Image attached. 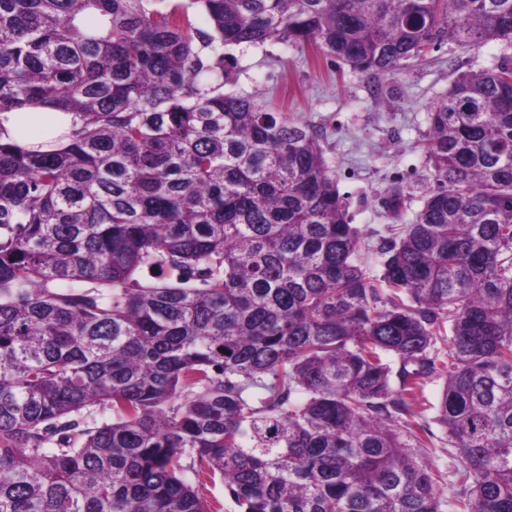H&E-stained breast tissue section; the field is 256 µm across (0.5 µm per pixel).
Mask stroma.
<instances>
[{
	"label": "stroma",
	"mask_w": 512,
	"mask_h": 512,
	"mask_svg": "<svg viewBox=\"0 0 512 512\" xmlns=\"http://www.w3.org/2000/svg\"><path fill=\"white\" fill-rule=\"evenodd\" d=\"M225 54L235 77L225 92L255 96L324 130L321 146L346 199L348 216L376 245L385 225L411 223L421 207L426 191L421 147L432 102L457 74L512 56V47L490 42L465 51L445 42L387 77L360 74L312 48L277 42L230 46ZM395 185L411 195L397 217L387 205V191ZM434 416L430 410L423 419L430 443L420 454L431 469L447 474L445 495L451 499L459 490L453 476L457 451Z\"/></svg>",
	"instance_id": "35a3bbf8"
}]
</instances>
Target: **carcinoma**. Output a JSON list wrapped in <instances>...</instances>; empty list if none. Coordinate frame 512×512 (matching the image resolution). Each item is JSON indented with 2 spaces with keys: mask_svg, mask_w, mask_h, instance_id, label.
Here are the masks:
<instances>
[{
  "mask_svg": "<svg viewBox=\"0 0 512 512\" xmlns=\"http://www.w3.org/2000/svg\"><path fill=\"white\" fill-rule=\"evenodd\" d=\"M448 40L512 43V0H0V113L79 118L0 142V512H444L434 376L453 512H512V61L431 106L377 276L324 132L224 93L226 46L391 76ZM74 115L50 110L40 104H27L0 113V138L29 145L49 142L73 127ZM434 416L433 410L427 411L424 419L421 421L430 430L429 437L431 442L427 448H419L420 454L423 461L428 463L432 470L438 469L448 475L445 497L451 500L459 490L458 483L454 477V470L457 464V450L448 444V436L435 422Z\"/></svg>",
  "mask_w": 512,
  "mask_h": 512,
  "instance_id": "cac0c4a2",
  "label": "carcinoma"
}]
</instances>
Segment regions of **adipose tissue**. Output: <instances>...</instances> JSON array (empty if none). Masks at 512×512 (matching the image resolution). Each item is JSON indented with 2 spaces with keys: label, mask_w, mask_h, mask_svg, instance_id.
Masks as SVG:
<instances>
[{
  "label": "adipose tissue",
  "mask_w": 512,
  "mask_h": 512,
  "mask_svg": "<svg viewBox=\"0 0 512 512\" xmlns=\"http://www.w3.org/2000/svg\"><path fill=\"white\" fill-rule=\"evenodd\" d=\"M73 114L39 104H27L0 113V138L38 145L53 140L73 127Z\"/></svg>",
  "instance_id": "1"
}]
</instances>
